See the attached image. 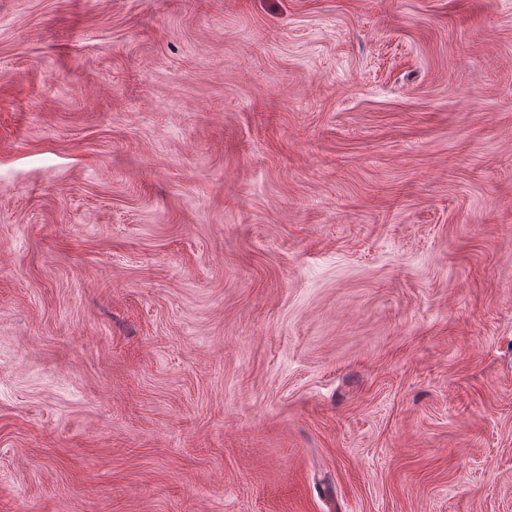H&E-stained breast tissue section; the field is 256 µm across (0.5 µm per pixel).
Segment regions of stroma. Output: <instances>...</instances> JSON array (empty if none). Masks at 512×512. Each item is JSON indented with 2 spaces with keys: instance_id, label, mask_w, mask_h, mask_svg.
Returning <instances> with one entry per match:
<instances>
[{
  "instance_id": "35a3bbf8",
  "label": "stroma",
  "mask_w": 512,
  "mask_h": 512,
  "mask_svg": "<svg viewBox=\"0 0 512 512\" xmlns=\"http://www.w3.org/2000/svg\"><path fill=\"white\" fill-rule=\"evenodd\" d=\"M0 512H512V0H0Z\"/></svg>"
}]
</instances>
